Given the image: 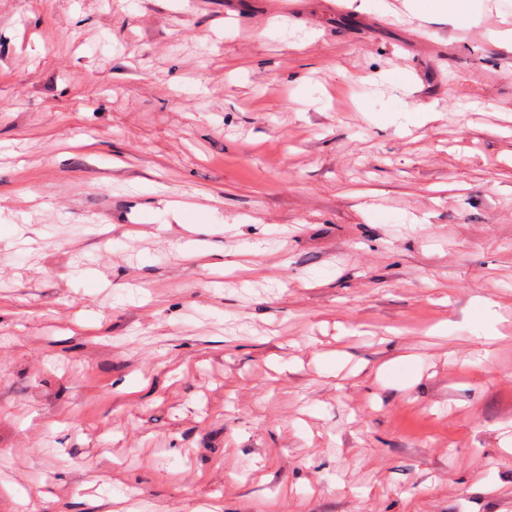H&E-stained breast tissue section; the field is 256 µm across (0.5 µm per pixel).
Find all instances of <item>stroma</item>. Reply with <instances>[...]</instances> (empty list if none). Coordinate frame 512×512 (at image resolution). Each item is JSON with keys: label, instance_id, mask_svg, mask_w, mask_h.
Masks as SVG:
<instances>
[{"label": "stroma", "instance_id": "35a3bbf8", "mask_svg": "<svg viewBox=\"0 0 512 512\" xmlns=\"http://www.w3.org/2000/svg\"><path fill=\"white\" fill-rule=\"evenodd\" d=\"M335 2L0 0V512H512V0Z\"/></svg>", "mask_w": 512, "mask_h": 512}]
</instances>
